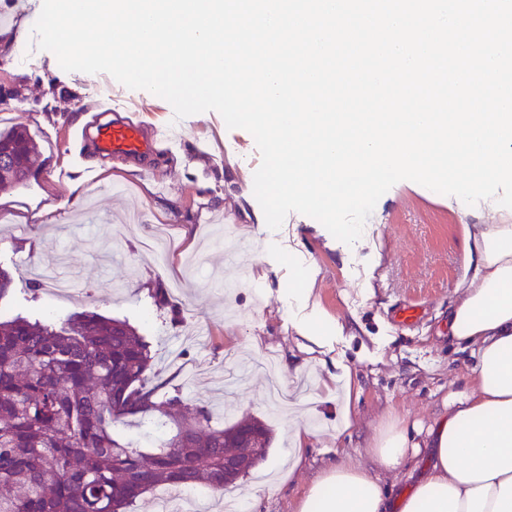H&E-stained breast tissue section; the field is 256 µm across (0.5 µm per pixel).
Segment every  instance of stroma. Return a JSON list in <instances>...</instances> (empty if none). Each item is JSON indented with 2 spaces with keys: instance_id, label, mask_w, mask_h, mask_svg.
Returning a JSON list of instances; mask_svg holds the SVG:
<instances>
[{
  "instance_id": "1",
  "label": "stroma",
  "mask_w": 512,
  "mask_h": 512,
  "mask_svg": "<svg viewBox=\"0 0 512 512\" xmlns=\"http://www.w3.org/2000/svg\"><path fill=\"white\" fill-rule=\"evenodd\" d=\"M42 0H0L17 44L0 45V129L26 125L39 146L25 185H0V265L37 285L29 255L62 246L82 290L39 293L42 316L96 311L129 321L151 346L156 379L233 423L265 421L272 443L244 482L245 512H296L310 484L339 459L369 472L375 436L396 417L429 428L449 394L468 389L470 350L448 339V311L467 275L465 224H512L484 204L461 212L446 195L402 180L377 202L354 244L292 212L270 230L253 193V136L214 111L176 119L172 106L105 74L67 72L35 45ZM144 126L155 156L142 166L98 155L87 137L109 113ZM81 182L78 200L41 216ZM165 225L175 249L150 261L143 230ZM420 306L412 325L393 322ZM308 434L297 448L296 432ZM378 472V471H377Z\"/></svg>"
}]
</instances>
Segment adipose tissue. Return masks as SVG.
<instances>
[{
  "mask_svg": "<svg viewBox=\"0 0 512 512\" xmlns=\"http://www.w3.org/2000/svg\"><path fill=\"white\" fill-rule=\"evenodd\" d=\"M462 238L470 275L448 313V338L476 356L469 389L449 396L423 441L397 421L371 449L386 471L426 454L422 471L391 503L378 477L343 459L297 512H512V224H466Z\"/></svg>",
  "mask_w": 512,
  "mask_h": 512,
  "instance_id": "adipose-tissue-1",
  "label": "adipose tissue"
}]
</instances>
